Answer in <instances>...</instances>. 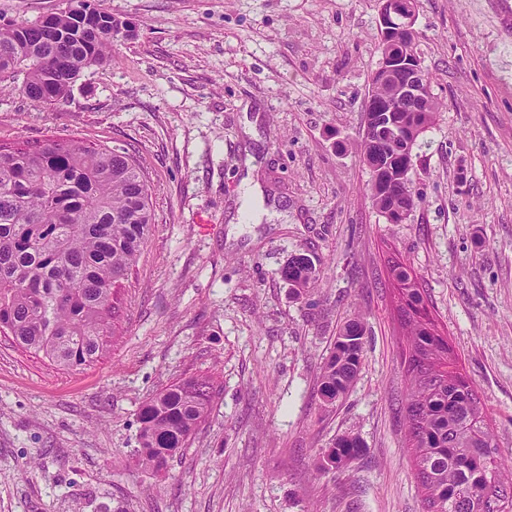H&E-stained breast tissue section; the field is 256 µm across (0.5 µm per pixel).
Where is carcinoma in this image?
Returning a JSON list of instances; mask_svg holds the SVG:
<instances>
[{
	"mask_svg": "<svg viewBox=\"0 0 512 512\" xmlns=\"http://www.w3.org/2000/svg\"><path fill=\"white\" fill-rule=\"evenodd\" d=\"M89 14L67 8L40 23L0 24V89L51 104L79 74L103 63L118 31L112 15L91 4ZM372 164L398 166L386 140H363ZM381 208H411L409 183L388 194L371 182ZM148 182L119 147L75 139L27 147L0 145V332L23 349L66 369L88 366L107 345L118 313V291L134 270L152 224ZM396 311L406 345L403 405L417 484L425 512H512V465L499 456L486 413L439 328L414 270L388 260ZM295 297L315 283L309 256H292L281 270ZM366 329L352 320L340 329L324 360L319 393L324 406L342 399L363 358ZM214 384L201 375L166 386L139 412L137 464L161 471L206 418ZM363 442L336 438L321 452L320 468L340 469Z\"/></svg>",
	"mask_w": 512,
	"mask_h": 512,
	"instance_id": "cac0c4a2",
	"label": "carcinoma"
}]
</instances>
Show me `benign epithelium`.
Wrapping results in <instances>:
<instances>
[{
	"label": "benign epithelium",
	"instance_id": "7a95c632",
	"mask_svg": "<svg viewBox=\"0 0 512 512\" xmlns=\"http://www.w3.org/2000/svg\"><path fill=\"white\" fill-rule=\"evenodd\" d=\"M415 12L408 0H382L379 26L384 37L382 59L377 69L367 110L365 131L399 147L402 167L411 170L412 137L417 113L430 101V79L420 58L411 51L415 39ZM386 86L388 93L377 94Z\"/></svg>",
	"mask_w": 512,
	"mask_h": 512
}]
</instances>
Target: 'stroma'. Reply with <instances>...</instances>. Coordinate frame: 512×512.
<instances>
[{
	"label": "stroma",
	"mask_w": 512,
	"mask_h": 512,
	"mask_svg": "<svg viewBox=\"0 0 512 512\" xmlns=\"http://www.w3.org/2000/svg\"><path fill=\"white\" fill-rule=\"evenodd\" d=\"M98 2L128 36L54 105L0 95V143L125 148L154 224L98 362L63 370L0 334V512H423L390 256L416 272L512 460V0H417L439 110L400 224L360 148L381 0ZM296 254L318 269L300 300L280 277ZM351 319L362 366L327 408L320 369ZM202 374L206 419L165 473L139 467L144 402ZM349 432L361 454L317 471Z\"/></svg>",
	"instance_id": "1"
}]
</instances>
